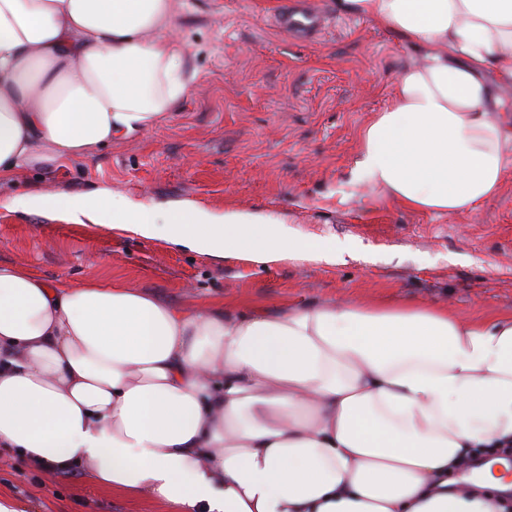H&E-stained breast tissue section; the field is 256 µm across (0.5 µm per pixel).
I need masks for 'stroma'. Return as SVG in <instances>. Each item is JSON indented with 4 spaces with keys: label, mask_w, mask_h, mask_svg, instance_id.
<instances>
[{
    "label": "stroma",
    "mask_w": 512,
    "mask_h": 512,
    "mask_svg": "<svg viewBox=\"0 0 512 512\" xmlns=\"http://www.w3.org/2000/svg\"><path fill=\"white\" fill-rule=\"evenodd\" d=\"M283 2L182 0L176 35L196 79L179 109L91 160L22 172L0 186V198L106 187L159 206L235 207L287 218L322 240L355 242L357 257L257 267L0 207V263L75 283L109 277L183 307L279 311L349 298L425 301L467 320L511 315L512 172L498 197L441 217L356 187L350 171L360 131L417 51L339 11L336 0H312L326 29L295 39L274 22ZM0 497L26 512H169L82 473L51 476L8 449L0 450Z\"/></svg>",
    "instance_id": "stroma-1"
}]
</instances>
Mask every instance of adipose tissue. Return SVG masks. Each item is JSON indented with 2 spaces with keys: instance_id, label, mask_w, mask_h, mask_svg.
Segmentation results:
<instances>
[{
  "instance_id": "obj_1",
  "label": "adipose tissue",
  "mask_w": 512,
  "mask_h": 512,
  "mask_svg": "<svg viewBox=\"0 0 512 512\" xmlns=\"http://www.w3.org/2000/svg\"><path fill=\"white\" fill-rule=\"evenodd\" d=\"M421 53L362 128L354 184L433 216L496 197L512 0H337ZM177 0H0V184L93 158L174 112L195 78ZM267 265L354 255L285 218L159 209L104 188L15 199ZM512 445V315L351 300L285 311L177 307L108 278L0 263V447L55 476L173 512H507L512 481L471 449Z\"/></svg>"
}]
</instances>
